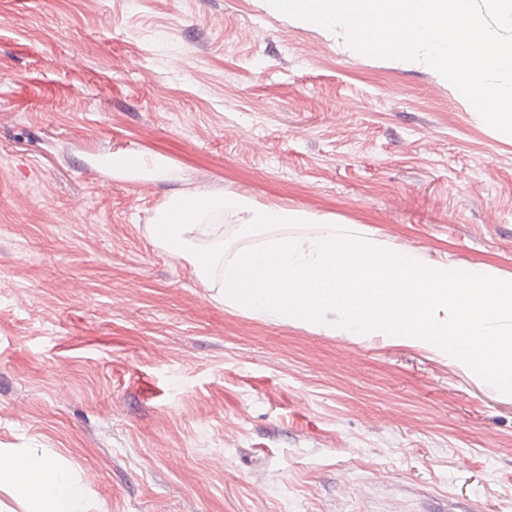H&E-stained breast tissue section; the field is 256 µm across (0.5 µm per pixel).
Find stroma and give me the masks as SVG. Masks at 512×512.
Listing matches in <instances>:
<instances>
[{
    "mask_svg": "<svg viewBox=\"0 0 512 512\" xmlns=\"http://www.w3.org/2000/svg\"><path fill=\"white\" fill-rule=\"evenodd\" d=\"M202 187L512 278V135L426 63L262 0H0V448L97 512H512V395L226 306L155 237Z\"/></svg>",
    "mask_w": 512,
    "mask_h": 512,
    "instance_id": "1",
    "label": "stroma"
}]
</instances>
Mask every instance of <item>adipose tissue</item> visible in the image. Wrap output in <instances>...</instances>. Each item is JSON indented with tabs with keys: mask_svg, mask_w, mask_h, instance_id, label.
<instances>
[{
	"mask_svg": "<svg viewBox=\"0 0 512 512\" xmlns=\"http://www.w3.org/2000/svg\"><path fill=\"white\" fill-rule=\"evenodd\" d=\"M2 485L30 498L28 512H93V502L67 471L36 454L14 456L0 465Z\"/></svg>",
	"mask_w": 512,
	"mask_h": 512,
	"instance_id": "1",
	"label": "adipose tissue"
}]
</instances>
